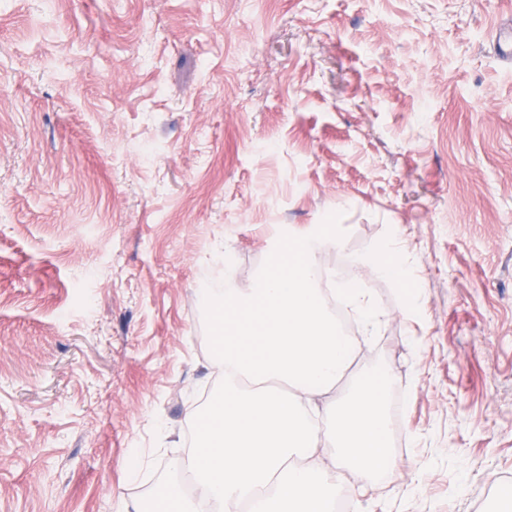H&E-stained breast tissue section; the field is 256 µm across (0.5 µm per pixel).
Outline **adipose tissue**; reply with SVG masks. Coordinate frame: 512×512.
Segmentation results:
<instances>
[{
  "mask_svg": "<svg viewBox=\"0 0 512 512\" xmlns=\"http://www.w3.org/2000/svg\"><path fill=\"white\" fill-rule=\"evenodd\" d=\"M368 274L405 287L407 310H417L419 301L414 289V261L410 249L398 236H391L377 249L358 256L352 275L340 285L350 314L362 329L371 331L381 324L382 314L374 303L371 288L364 281Z\"/></svg>",
  "mask_w": 512,
  "mask_h": 512,
  "instance_id": "1",
  "label": "adipose tissue"
}]
</instances>
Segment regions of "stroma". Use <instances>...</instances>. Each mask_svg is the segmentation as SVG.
Here are the masks:
<instances>
[{"label":"stroma","instance_id":"1","mask_svg":"<svg viewBox=\"0 0 512 512\" xmlns=\"http://www.w3.org/2000/svg\"><path fill=\"white\" fill-rule=\"evenodd\" d=\"M512 0H0V512H118L181 469L221 378L200 291L342 213L367 276L393 479L366 512H491L512 485ZM140 456L136 479L123 465ZM493 48L498 60L508 66H512V23L500 24L495 30ZM386 278L403 288H408L406 309L416 311L419 301L415 283V267L408 246L398 238V232L380 247L358 256L349 279L340 284L350 314L365 331H373L382 322V313L376 307L371 288L364 281V274Z\"/></svg>","mask_w":512,"mask_h":512}]
</instances>
